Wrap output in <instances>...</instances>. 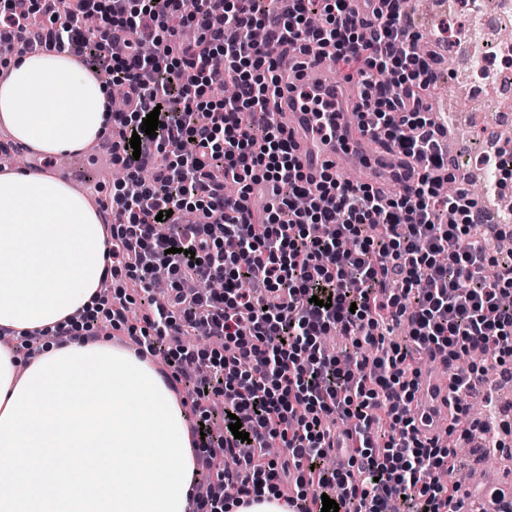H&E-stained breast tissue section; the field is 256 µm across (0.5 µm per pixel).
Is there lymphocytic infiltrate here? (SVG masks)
<instances>
[{"label": "lymphocytic infiltrate", "mask_w": 512, "mask_h": 512, "mask_svg": "<svg viewBox=\"0 0 512 512\" xmlns=\"http://www.w3.org/2000/svg\"><path fill=\"white\" fill-rule=\"evenodd\" d=\"M0 0V43L66 52L107 84L122 86L112 163L127 172L109 199L112 293L101 294L105 323L133 337L141 353L166 352L189 381L183 403L199 421L192 436L222 447L237 469L202 468L237 494L272 488L296 512H321L334 494L339 512H461L455 442L421 434L412 413L420 365L440 353L489 352L512 361V256L473 240L474 203L465 189L446 196L448 153L426 103L434 76L416 49L400 0ZM196 26V41L182 28ZM262 27L279 46L314 54L332 48L336 65L357 67L363 129L422 160L413 187L391 194L325 172L312 191L284 130L268 120L281 96ZM239 87L217 98L224 78ZM158 112L146 150L130 139ZM265 197L255 208L254 195ZM167 234H158L159 212ZM333 226L330 238L311 225ZM164 302L148 300L142 326L129 324L123 279L150 292L157 269ZM189 280L201 282L185 291ZM212 281L222 292L209 291ZM331 307H324V300ZM406 325L405 344L385 346L383 329ZM349 338L363 355L344 363L321 337ZM215 340L196 351L191 336ZM485 366L455 368L452 416L486 380ZM224 400L248 432L240 455L231 430L214 433L203 404ZM279 438V457L264 443ZM346 468L329 469V457Z\"/></svg>", "instance_id": "obj_1"}]
</instances>
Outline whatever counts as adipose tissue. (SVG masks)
<instances>
[{"label":"adipose tissue","mask_w":512,"mask_h":512,"mask_svg":"<svg viewBox=\"0 0 512 512\" xmlns=\"http://www.w3.org/2000/svg\"><path fill=\"white\" fill-rule=\"evenodd\" d=\"M0 123L48 155L112 125V94L69 54L6 62ZM103 224L67 183L0 173V328L16 339L100 308ZM0 512H188L198 452L186 414L147 359L105 341L0 348Z\"/></svg>","instance_id":"adipose-tissue-1"}]
</instances>
